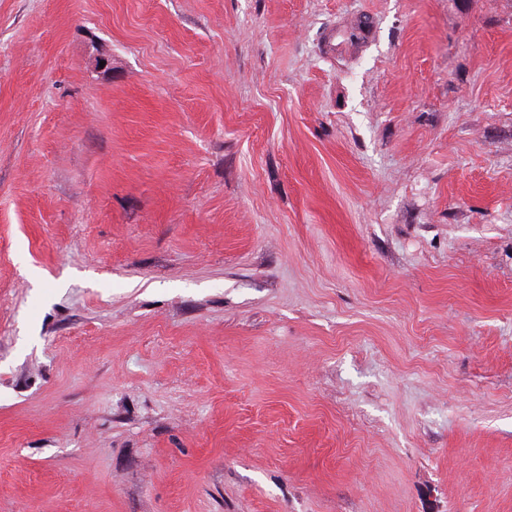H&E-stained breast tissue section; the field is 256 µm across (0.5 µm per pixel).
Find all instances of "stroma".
Wrapping results in <instances>:
<instances>
[{
	"label": "stroma",
	"instance_id": "obj_1",
	"mask_svg": "<svg viewBox=\"0 0 512 512\" xmlns=\"http://www.w3.org/2000/svg\"><path fill=\"white\" fill-rule=\"evenodd\" d=\"M0 512H512V0H0Z\"/></svg>",
	"mask_w": 512,
	"mask_h": 512
}]
</instances>
